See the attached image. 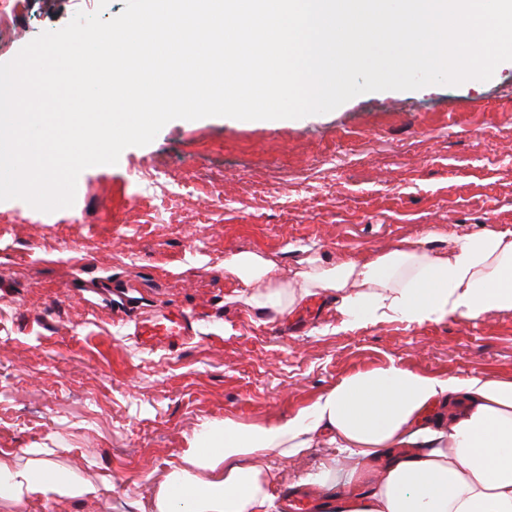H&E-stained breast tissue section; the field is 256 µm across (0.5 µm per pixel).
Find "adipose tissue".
I'll return each instance as SVG.
<instances>
[{
  "label": "adipose tissue",
  "mask_w": 512,
  "mask_h": 512,
  "mask_svg": "<svg viewBox=\"0 0 512 512\" xmlns=\"http://www.w3.org/2000/svg\"><path fill=\"white\" fill-rule=\"evenodd\" d=\"M321 292L337 294L346 326L361 312L423 323L512 311V233L486 229L444 251L407 238L375 254L310 258L294 285L255 304L285 314ZM321 440L335 459L297 483L324 490L329 512H512V379L393 361L344 377L281 421L202 424L151 512H271L282 485L274 460L296 462ZM35 492L61 500L97 489L49 461L0 460V500L19 506Z\"/></svg>",
  "instance_id": "ef3b65f1"
}]
</instances>
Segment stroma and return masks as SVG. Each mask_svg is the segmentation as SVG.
<instances>
[{"label":"stroma","instance_id":"stroma-1","mask_svg":"<svg viewBox=\"0 0 512 512\" xmlns=\"http://www.w3.org/2000/svg\"><path fill=\"white\" fill-rule=\"evenodd\" d=\"M124 8L27 0L0 30L36 37L80 11L108 20ZM171 169L189 190L155 208L143 175ZM1 224L16 231L0 239V458L53 460L99 494L35 493L0 512H149L204 422H273L391 360L512 378V311L344 329L323 294L284 316L259 312L228 264L254 253L273 265L264 286L278 288L310 256L512 232V63L485 82L368 92L299 119H176L117 164L83 170L72 207L4 200ZM162 306L192 313L193 336L140 346L138 319Z\"/></svg>","mask_w":512,"mask_h":512}]
</instances>
